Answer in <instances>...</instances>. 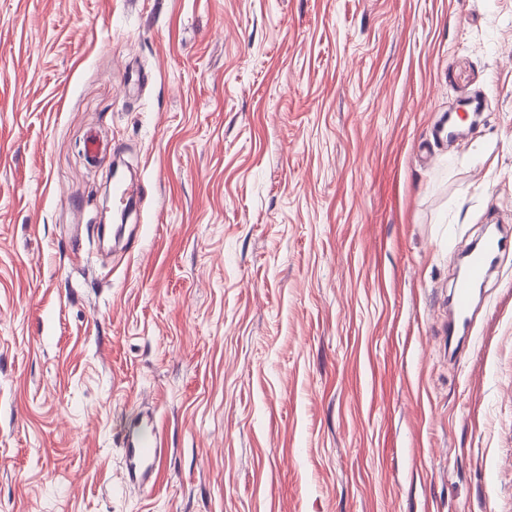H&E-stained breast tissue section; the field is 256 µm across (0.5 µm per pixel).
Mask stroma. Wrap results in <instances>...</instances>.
I'll use <instances>...</instances> for the list:
<instances>
[{
    "label": "stroma",
    "mask_w": 512,
    "mask_h": 512,
    "mask_svg": "<svg viewBox=\"0 0 512 512\" xmlns=\"http://www.w3.org/2000/svg\"><path fill=\"white\" fill-rule=\"evenodd\" d=\"M503 224L512 0H0V512H512ZM505 238L492 236L479 248L474 249L466 262L465 271L460 276L451 291V305L453 314L458 324L463 329L472 328V316L470 315L474 300L489 271L505 246ZM160 448L162 436L154 423L146 425L130 440L128 439L125 451L130 477H137V473L146 477L155 471L160 461Z\"/></svg>",
    "instance_id": "1"
}]
</instances>
